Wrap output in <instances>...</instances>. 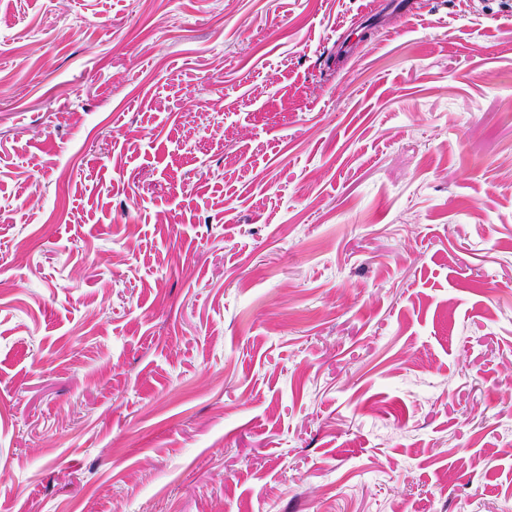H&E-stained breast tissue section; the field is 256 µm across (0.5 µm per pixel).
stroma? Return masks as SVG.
Masks as SVG:
<instances>
[{
    "mask_svg": "<svg viewBox=\"0 0 512 512\" xmlns=\"http://www.w3.org/2000/svg\"><path fill=\"white\" fill-rule=\"evenodd\" d=\"M0 0V512H512L506 0Z\"/></svg>",
    "mask_w": 512,
    "mask_h": 512,
    "instance_id": "1",
    "label": "stroma"
}]
</instances>
